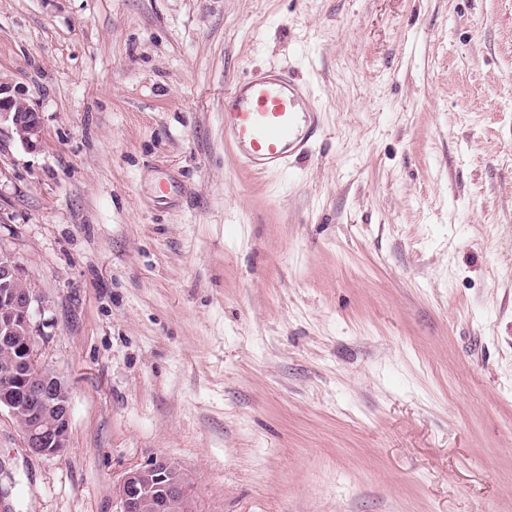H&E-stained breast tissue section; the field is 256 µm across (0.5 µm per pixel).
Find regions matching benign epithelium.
<instances>
[{
    "instance_id": "benign-epithelium-1",
    "label": "benign epithelium",
    "mask_w": 512,
    "mask_h": 512,
    "mask_svg": "<svg viewBox=\"0 0 512 512\" xmlns=\"http://www.w3.org/2000/svg\"><path fill=\"white\" fill-rule=\"evenodd\" d=\"M40 147L39 114L0 82V144ZM42 304L13 257L0 252V410L20 427L35 454L58 456L69 445L71 397L60 376L45 365L36 345L33 316ZM117 512H196L191 480L163 457L129 469L122 479Z\"/></svg>"
}]
</instances>
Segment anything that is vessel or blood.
<instances>
[{
  "label": "vessel or blood",
  "mask_w": 512,
  "mask_h": 512,
  "mask_svg": "<svg viewBox=\"0 0 512 512\" xmlns=\"http://www.w3.org/2000/svg\"><path fill=\"white\" fill-rule=\"evenodd\" d=\"M321 133L316 103L288 69L250 70L224 94V142L256 177L288 170Z\"/></svg>",
  "instance_id": "b4317fda"
}]
</instances>
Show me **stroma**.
Segmentation results:
<instances>
[{
	"label": "stroma",
	"instance_id": "stroma-1",
	"mask_svg": "<svg viewBox=\"0 0 512 512\" xmlns=\"http://www.w3.org/2000/svg\"><path fill=\"white\" fill-rule=\"evenodd\" d=\"M288 67L311 157L272 179L224 93ZM0 252L72 403L0 415L9 512H116L133 466L198 512H512V0H0ZM5 138L19 142L27 150H36L43 139V129L39 114L0 81V148Z\"/></svg>",
	"mask_w": 512,
	"mask_h": 512
}]
</instances>
